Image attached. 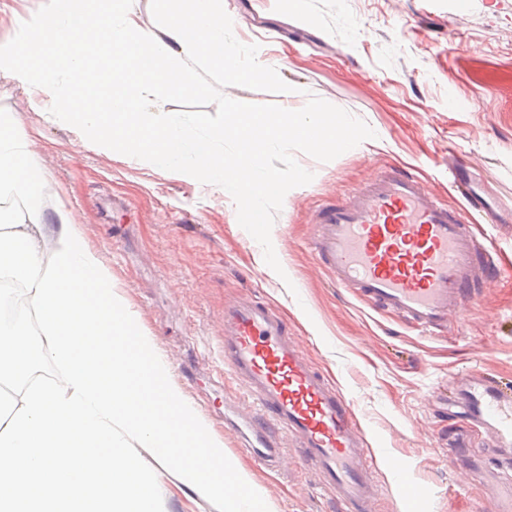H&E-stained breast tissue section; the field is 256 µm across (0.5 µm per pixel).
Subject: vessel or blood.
<instances>
[{
	"instance_id": "1",
	"label": "vessel or blood",
	"mask_w": 512,
	"mask_h": 512,
	"mask_svg": "<svg viewBox=\"0 0 512 512\" xmlns=\"http://www.w3.org/2000/svg\"><path fill=\"white\" fill-rule=\"evenodd\" d=\"M448 160L450 187L467 204L448 208L416 174L387 163L365 185L320 201L309 248L331 283L406 326L436 334L461 322L475 287L497 277L492 239L466 212L484 205ZM224 362L254 405L247 418L257 456L270 462L283 439L331 491L337 512H375L381 488L368 434L349 398L312 365L277 310L250 297L224 306ZM456 403L473 427L512 445V389L470 375Z\"/></svg>"
}]
</instances>
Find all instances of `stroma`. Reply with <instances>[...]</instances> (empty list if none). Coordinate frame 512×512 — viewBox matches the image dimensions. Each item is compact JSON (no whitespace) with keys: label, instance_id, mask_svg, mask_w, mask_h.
Segmentation results:
<instances>
[{"label":"stroma","instance_id":"35a3bbf8","mask_svg":"<svg viewBox=\"0 0 512 512\" xmlns=\"http://www.w3.org/2000/svg\"><path fill=\"white\" fill-rule=\"evenodd\" d=\"M237 40L258 45L292 93L241 86L249 103L304 106L315 94L364 119L375 138L321 163L297 153L311 183L290 190L271 240L284 269L239 225L231 196L177 172L44 122L22 85L0 76V108L26 132L47 175L46 220L64 207L112 268L119 294L171 362L173 378L224 452L238 459L274 512H336L332 493L285 441L282 463L264 469L240 455L224 428V402L244 388L224 363V304L249 294L275 305L314 365L352 401L367 430L382 488L376 512H403L401 483L429 486L415 512H495L496 492L467 465L466 449L439 434L441 399L474 370L512 385V234L484 230L502 274L445 336H425L332 287L308 241L319 200L368 182L386 162L423 177L449 207L448 150L456 148L489 210L512 214V0H258L248 12L224 0ZM466 22L455 29V15ZM164 512H216L199 493L158 471Z\"/></svg>","mask_w":512,"mask_h":512}]
</instances>
